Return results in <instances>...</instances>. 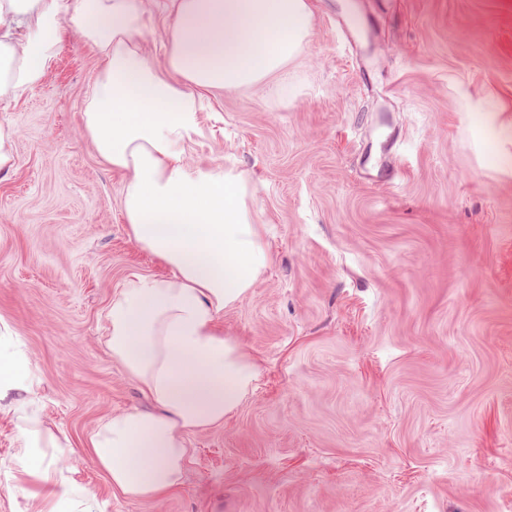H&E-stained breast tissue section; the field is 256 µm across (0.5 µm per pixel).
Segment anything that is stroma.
Returning a JSON list of instances; mask_svg holds the SVG:
<instances>
[{"label":"stroma","mask_w":512,"mask_h":512,"mask_svg":"<svg viewBox=\"0 0 512 512\" xmlns=\"http://www.w3.org/2000/svg\"><path fill=\"white\" fill-rule=\"evenodd\" d=\"M285 99L204 93L185 161L251 178L270 252L220 322L260 365L181 485L113 491L86 436L149 402L106 344L113 295L168 268L130 236L123 175L86 137L99 66L69 27L43 83L0 102V348L102 512H512V0H309ZM360 26L345 42L337 15ZM0 409V512L18 450ZM14 129L0 123V171H8L14 163Z\"/></svg>","instance_id":"35a3bbf8"}]
</instances>
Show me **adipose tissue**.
I'll list each match as a JSON object with an SVG mask.
<instances>
[{
  "mask_svg": "<svg viewBox=\"0 0 512 512\" xmlns=\"http://www.w3.org/2000/svg\"><path fill=\"white\" fill-rule=\"evenodd\" d=\"M164 65L143 47L154 0H0V101L39 85L69 25L100 61L82 120L98 155L121 171L132 238L171 274L136 276L112 297L107 345L153 407L102 419L85 439L113 490L156 501L180 486L187 436L223 424L252 389L258 366L224 335L218 318L270 263L245 172L192 167L186 145L205 91L276 85L312 28L307 0H170ZM35 391L22 352H0V402L20 413L22 473L42 484L38 512H100L96 496L68 482L45 449L66 435L28 412Z\"/></svg>",
  "mask_w": 512,
  "mask_h": 512,
  "instance_id": "1",
  "label": "adipose tissue"
}]
</instances>
